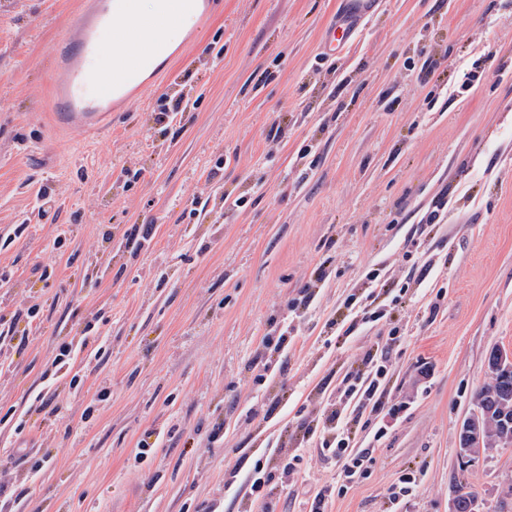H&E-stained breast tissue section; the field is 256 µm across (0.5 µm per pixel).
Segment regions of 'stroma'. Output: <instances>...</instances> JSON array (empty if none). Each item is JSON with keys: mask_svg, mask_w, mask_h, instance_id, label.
<instances>
[{"mask_svg": "<svg viewBox=\"0 0 512 512\" xmlns=\"http://www.w3.org/2000/svg\"><path fill=\"white\" fill-rule=\"evenodd\" d=\"M80 10L0 0V512H307L323 488L326 512H385L415 469L402 512H450L459 482L483 512H512V447L458 454L488 353L512 349V0H379L332 60L340 0H224L174 76L101 126L64 129L55 50ZM484 50L493 59L463 87ZM187 100L180 124H157ZM228 196L247 204L226 211ZM440 199L441 223L422 232ZM131 224L155 226L149 245L110 237ZM372 269L403 292L400 338L374 327L339 344L332 324ZM34 304L18 344L8 319ZM286 321L299 331L282 400L247 366ZM65 341L70 375L47 376ZM369 348L391 356L387 434L343 492L334 461L311 467L300 427ZM40 393L58 413L34 410ZM283 432L293 486L252 500L231 471ZM405 486L399 488L396 491L395 488H391L387 497V512H399L402 511L404 498L411 495L418 487L417 474L408 473L403 476L400 481Z\"/></svg>", "mask_w": 512, "mask_h": 512, "instance_id": "35a3bbf8", "label": "stroma"}]
</instances>
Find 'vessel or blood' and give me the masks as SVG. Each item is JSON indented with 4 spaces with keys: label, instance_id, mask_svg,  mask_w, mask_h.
I'll use <instances>...</instances> for the list:
<instances>
[{
    "label": "vessel or blood",
    "instance_id": "vessel-or-blood-1",
    "mask_svg": "<svg viewBox=\"0 0 512 512\" xmlns=\"http://www.w3.org/2000/svg\"><path fill=\"white\" fill-rule=\"evenodd\" d=\"M221 5L222 0H162L157 13L145 15L140 0H94L58 45L53 86L57 122L93 119L111 105L142 62L163 55L168 30L186 14H214ZM374 12V0H342L341 16L325 39V56H334L346 44L352 34L350 21H362Z\"/></svg>",
    "mask_w": 512,
    "mask_h": 512
}]
</instances>
